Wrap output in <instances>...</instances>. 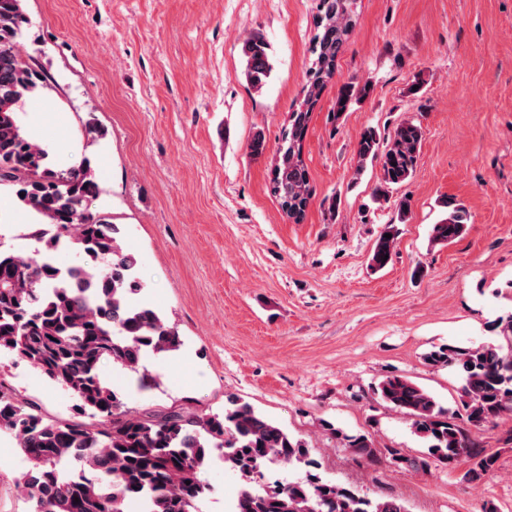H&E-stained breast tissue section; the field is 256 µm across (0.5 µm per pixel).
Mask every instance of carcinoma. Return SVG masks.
Returning a JSON list of instances; mask_svg holds the SVG:
<instances>
[{
    "label": "carcinoma",
    "instance_id": "cac0c4a2",
    "mask_svg": "<svg viewBox=\"0 0 512 512\" xmlns=\"http://www.w3.org/2000/svg\"><path fill=\"white\" fill-rule=\"evenodd\" d=\"M359 0H318L317 33L306 70L304 102L293 113L282 138L273 194L283 211L301 221L311 204L309 172L301 159L312 108L336 75V60L351 33ZM28 19L24 0H0V186L13 189L35 216L41 244L36 256L0 249V352L31 364L75 400V415L56 418L38 405L15 397L0 379V432L17 442L33 466L22 477L31 512H125L138 501L143 512H199L211 492L206 472L216 459L238 471L243 484L234 512H407L397 499L372 500L357 488L323 480L313 470L301 441L258 414L236 395L221 414H192L172 409L154 417H129L120 395L101 376L111 364L139 375V385L156 384L144 367L149 354L177 351V326L141 299L138 257L124 244L123 229L96 210L100 187L94 170L82 163L65 170L51 164L47 147L21 126L17 114L45 78L22 54ZM243 75L257 91L273 71L267 44L258 36L243 41ZM367 94V86H341L334 117ZM421 127L404 122L387 141L369 127L356 148L362 173L380 164L374 199L387 200L388 189L410 179L422 147ZM448 216L433 225L431 241L447 245L465 231L463 207L448 203ZM398 230L380 234L369 265L386 267ZM77 246L81 262L63 270L50 259L60 244ZM501 342L470 347L441 346L426 355L431 366L454 367L464 384L462 410L444 408L426 390L401 376H387L373 388L382 404L402 413L427 443L423 457L399 448H376L364 434L341 435L344 447L377 465L425 471L431 466L467 463L463 479L480 482L495 471L498 454L483 447L472 430L512 413V315L495 324ZM80 475L62 471L67 460ZM301 464L306 476L274 485L259 483L271 464Z\"/></svg>",
    "mask_w": 512,
    "mask_h": 512
}]
</instances>
